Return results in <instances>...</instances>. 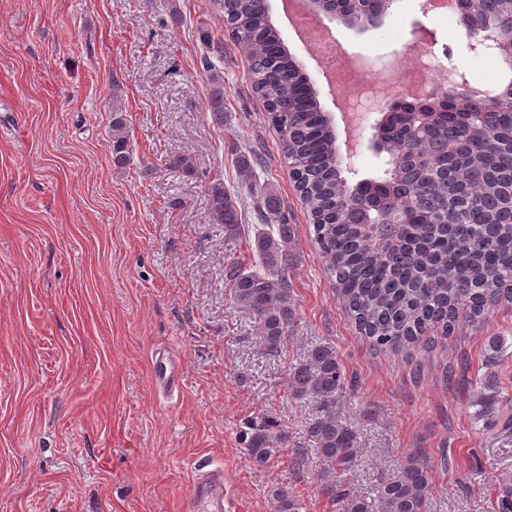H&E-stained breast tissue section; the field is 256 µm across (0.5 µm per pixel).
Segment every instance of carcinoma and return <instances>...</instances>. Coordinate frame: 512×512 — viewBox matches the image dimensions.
I'll use <instances>...</instances> for the list:
<instances>
[{"label":"carcinoma","mask_w":512,"mask_h":512,"mask_svg":"<svg viewBox=\"0 0 512 512\" xmlns=\"http://www.w3.org/2000/svg\"><path fill=\"white\" fill-rule=\"evenodd\" d=\"M224 18V31L249 61L252 92L266 105L296 191L305 205L324 271L343 312L374 348L400 351L421 345L435 328L478 323L494 306L512 301V222L501 221L499 202L512 189V110L491 123L474 119L483 103L453 93L436 104L432 121L419 126L408 110L380 129L385 153L399 160L383 178L350 182L338 164L336 134L316 92L281 32L269 21L264 0H209ZM208 111L224 124V87L211 92ZM112 166L129 162V134L122 109L112 108ZM212 219L237 236L242 217L224 183L208 187ZM252 216L260 224L252 258L225 268L232 302L254 318L259 342L272 355L288 342L297 312L290 248L292 225L268 185L255 187ZM501 340L490 336L485 365L498 362ZM474 398L475 419L499 411L495 375ZM346 375L336 350L319 342L289 372L290 394L314 403L303 427L305 448L294 464L311 457L320 465L319 492L341 512H428L429 469L408 458L397 474L371 493H359L347 476L363 462L357 431L342 411ZM241 440L252 464L263 469L285 440L268 416L251 419ZM273 512H303V502L283 486L270 489Z\"/></svg>","instance_id":"1"}]
</instances>
